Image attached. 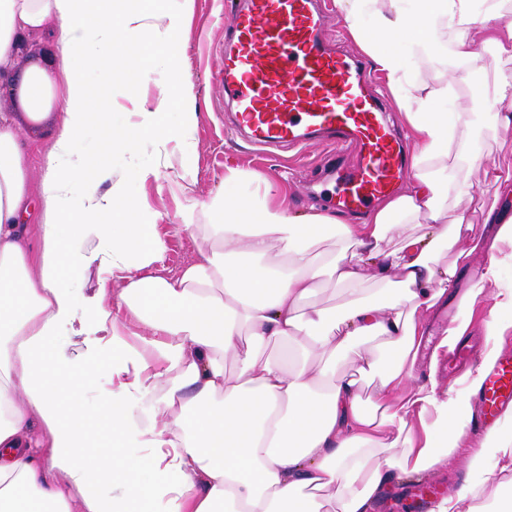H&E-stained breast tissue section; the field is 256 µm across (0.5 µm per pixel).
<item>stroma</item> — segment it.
<instances>
[{"instance_id":"35a3bbf8","label":"stroma","mask_w":512,"mask_h":512,"mask_svg":"<svg viewBox=\"0 0 512 512\" xmlns=\"http://www.w3.org/2000/svg\"><path fill=\"white\" fill-rule=\"evenodd\" d=\"M232 23L225 0H194L189 18V36L179 52L180 64L193 84L194 110L197 114L195 128L196 180L187 191H180L176 181L179 171L177 157H156L149 147H142L138 160L158 166L160 179L146 185L130 182V193L141 200L145 221L158 225L167 240V251L157 272L172 276L195 255L197 245L186 233L176 232L178 215L189 201H208L217 194L231 199L241 188L224 182L225 167H238L255 172L278 183L281 197L289 213L303 214L309 209H323L319 195L307 189L309 179L316 176L319 167L331 152L328 146L314 142L300 149L288 147L260 150L246 133L237 131L227 115L224 103V86L221 82L224 59V34ZM487 73L476 74L462 93L463 99L482 96L487 84L505 77L512 80V51L502 52L492 46L482 49ZM492 116H478L480 130L474 137L471 150L479 164L469 177L467 193L449 198L445 218L453 220L466 214L476 225V234L483 246L474 252L467 274L451 288L446 299L433 312L429 323V342L438 344L442 331L450 318L467 315L471 318L467 338L476 341L480 349L498 347L500 353L512 352V335L496 341L486 333V324L494 319V302L490 299L467 303L465 296L488 261L490 246L496 236V227L481 221V210L493 199V189L483 179L482 167L496 165L502 177L512 179V129L491 132Z\"/></svg>"}]
</instances>
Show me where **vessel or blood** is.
<instances>
[{
	"instance_id": "b4317fda",
	"label": "vessel or blood",
	"mask_w": 512,
	"mask_h": 512,
	"mask_svg": "<svg viewBox=\"0 0 512 512\" xmlns=\"http://www.w3.org/2000/svg\"><path fill=\"white\" fill-rule=\"evenodd\" d=\"M228 7L223 82L235 126L265 146L323 138L339 151L358 147L353 165L333 171L341 186L337 207L359 212L393 191L406 171L403 144L365 86L364 63L325 40L317 0H228ZM510 408L512 354L486 374L475 427L493 429Z\"/></svg>"
}]
</instances>
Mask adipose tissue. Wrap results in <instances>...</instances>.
Returning <instances> with one entry per match:
<instances>
[{
  "instance_id": "1",
  "label": "adipose tissue",
  "mask_w": 512,
  "mask_h": 512,
  "mask_svg": "<svg viewBox=\"0 0 512 512\" xmlns=\"http://www.w3.org/2000/svg\"><path fill=\"white\" fill-rule=\"evenodd\" d=\"M191 2L152 10L144 0H0V88L16 91L21 108L0 109V512H369L393 471L451 462L471 420L436 378L418 382L416 356L431 312L472 256L462 243L474 224H442L439 202L464 192L478 162L474 118L491 112L496 128L512 127V80L465 111L441 110L484 70L483 45L512 50L506 0H335L416 147L406 189L355 221L298 216L277 203L274 184L227 168L225 183L258 190L212 198L205 224L182 214L179 229L197 252L164 277L151 269L166 240L142 222L112 159L145 145L165 155L176 140L181 177L194 181L195 113L167 123L169 96L146 100L142 83L150 42L167 50L169 80L192 101L178 65ZM34 36L48 38L59 65L17 73ZM407 56L440 69L410 78ZM97 68L110 89L90 80ZM115 87L133 108L132 127L113 119ZM50 119L49 169L37 182L26 134ZM93 130L100 138L83 150ZM483 176L495 188L483 221L498 227L497 252L468 298L505 309L487 327L501 336L512 331V287L500 278L512 263V184L490 166ZM415 224L425 232L412 233ZM324 242L333 252L311 265ZM444 245L457 250L446 265ZM327 282L357 291L334 311L313 305ZM364 283L371 293L360 292ZM291 336L300 342L289 359L263 356ZM349 357L357 376L338 368ZM362 375L379 380L374 405L360 398ZM95 378L106 384L90 409L83 387ZM126 447L149 449L148 473L114 458ZM466 465L470 481L434 512H479L488 466L512 480V426L486 435Z\"/></svg>"
}]
</instances>
